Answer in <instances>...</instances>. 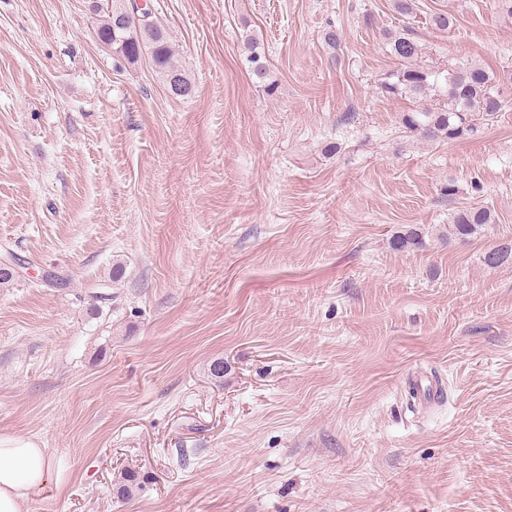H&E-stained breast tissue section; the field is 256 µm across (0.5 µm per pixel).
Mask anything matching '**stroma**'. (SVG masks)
Listing matches in <instances>:
<instances>
[{
	"label": "stroma",
	"mask_w": 512,
	"mask_h": 512,
	"mask_svg": "<svg viewBox=\"0 0 512 512\" xmlns=\"http://www.w3.org/2000/svg\"><path fill=\"white\" fill-rule=\"evenodd\" d=\"M148 3L190 97L102 46L93 0H0V258L27 266L0 285V437L53 464L23 512H512V264L483 262L512 241V91L448 142L381 90L383 30L498 74L512 17ZM470 205L495 224L452 235Z\"/></svg>",
	"instance_id": "obj_1"
}]
</instances>
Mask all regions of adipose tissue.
<instances>
[{"instance_id": "ef3b65f1", "label": "adipose tissue", "mask_w": 512, "mask_h": 512, "mask_svg": "<svg viewBox=\"0 0 512 512\" xmlns=\"http://www.w3.org/2000/svg\"><path fill=\"white\" fill-rule=\"evenodd\" d=\"M51 479L45 449L26 439H0V512H22Z\"/></svg>"}]
</instances>
